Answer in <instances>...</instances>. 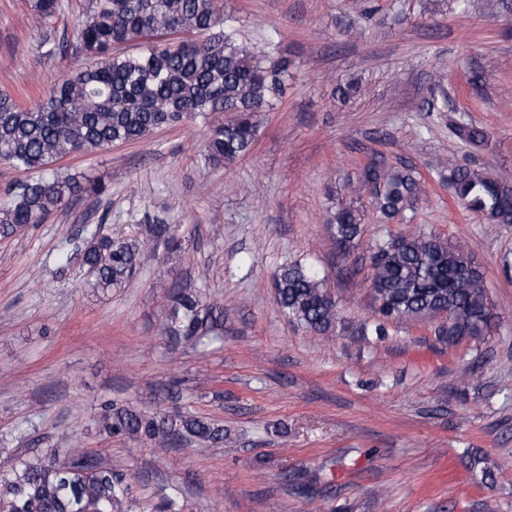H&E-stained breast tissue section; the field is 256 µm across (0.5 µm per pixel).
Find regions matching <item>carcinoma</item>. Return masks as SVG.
<instances>
[{
	"mask_svg": "<svg viewBox=\"0 0 512 512\" xmlns=\"http://www.w3.org/2000/svg\"><path fill=\"white\" fill-rule=\"evenodd\" d=\"M48 28L61 10L60 0H29ZM73 34L88 65L57 79L33 104L0 92V163L31 174L0 196V236L9 237L40 224L83 194L104 186L60 176V159L104 151L114 144L138 142L162 128L224 114L211 129L200 154L206 166L229 165L245 157L257 138L256 114L283 97L290 61L255 52L238 41L224 17L221 0H90ZM143 41L138 51L114 48ZM455 134L482 146L485 132L461 124ZM448 188L470 211L491 224H512V178L440 163ZM374 199L380 215H404L422 190L407 171L375 167ZM327 224L336 249L349 254L359 245V210L341 203ZM169 224H148L145 233H86L77 248L80 265L102 291L124 288L134 277L144 249L169 244ZM370 287L383 320L448 318L443 335L476 336L491 325L484 276L470 252L432 234L389 235L373 246ZM275 295L292 323L323 335L336 329L339 313L319 271L300 263L283 267ZM165 335L207 344L224 335V306L197 292L178 289L166 304ZM99 432L110 437L140 435L162 450L177 444L216 446L224 426L188 413L169 415L111 401L102 404ZM22 458L0 484V512H132L124 473L94 454L78 450L79 438L63 436L60 448Z\"/></svg>",
	"mask_w": 512,
	"mask_h": 512,
	"instance_id": "1",
	"label": "carcinoma"
}]
</instances>
